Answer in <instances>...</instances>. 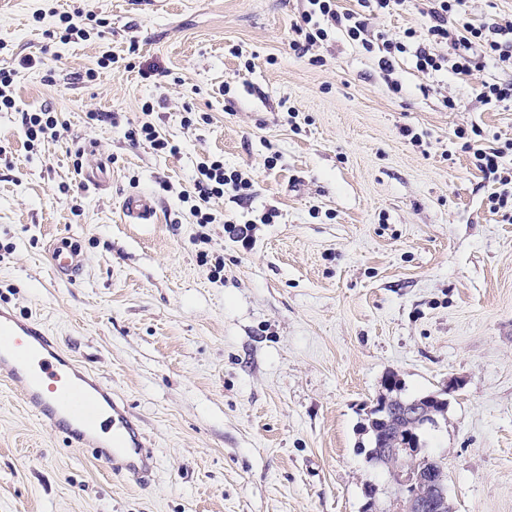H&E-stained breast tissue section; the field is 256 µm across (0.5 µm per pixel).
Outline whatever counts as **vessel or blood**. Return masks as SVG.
<instances>
[{"label":"vessel or blood","instance_id":"b4317fda","mask_svg":"<svg viewBox=\"0 0 512 512\" xmlns=\"http://www.w3.org/2000/svg\"><path fill=\"white\" fill-rule=\"evenodd\" d=\"M123 210L135 220L150 219L153 204L138 192L125 196ZM51 268L73 279L82 267L81 250L68 238L48 249ZM0 377L20 385L25 404L44 422L85 445L108 444L105 454L115 472L139 479L156 463L128 409L96 377L64 359L53 338L30 319L0 308Z\"/></svg>","mask_w":512,"mask_h":512}]
</instances>
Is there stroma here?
I'll use <instances>...</instances> for the list:
<instances>
[{
  "instance_id": "1",
  "label": "stroma",
  "mask_w": 512,
  "mask_h": 512,
  "mask_svg": "<svg viewBox=\"0 0 512 512\" xmlns=\"http://www.w3.org/2000/svg\"><path fill=\"white\" fill-rule=\"evenodd\" d=\"M305 7L0 0V69L18 70L0 112V307L111 387L156 459L127 479L0 380V512H362L365 484L383 503L392 490L367 459L391 375L403 399L446 396L422 442L453 512H512V211H491L501 186L461 139L504 148L512 174V106L477 91L512 71L428 76L407 53L395 93L340 32L297 55ZM77 10L88 39L60 43ZM107 50L120 61L98 69ZM44 109L60 134L29 142L22 115ZM146 122L180 153L131 142ZM216 159L252 195L211 199L200 225L183 197ZM132 191L153 198L150 222L124 215ZM230 222L252 226L250 249ZM59 236L84 255L70 280L47 261Z\"/></svg>"
}]
</instances>
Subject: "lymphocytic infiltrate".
<instances>
[{
  "label": "lymphocytic infiltrate",
  "instance_id": "obj_1",
  "mask_svg": "<svg viewBox=\"0 0 512 512\" xmlns=\"http://www.w3.org/2000/svg\"><path fill=\"white\" fill-rule=\"evenodd\" d=\"M356 2V8L343 9L336 0H307V10L291 26L293 51L306 55L329 31L337 30L373 54L386 76L394 73L396 63L407 53L412 54L416 70L425 75L448 70L468 78L488 58L499 66H512V20L473 25L466 17V0H428L423 30L408 29L400 35L374 31L373 23L394 11L401 0ZM439 45L451 46V53H436ZM251 187L249 179L237 172L226 173L223 162L214 160L200 163L194 194L206 203L227 192L248 196Z\"/></svg>",
  "mask_w": 512,
  "mask_h": 512
}]
</instances>
